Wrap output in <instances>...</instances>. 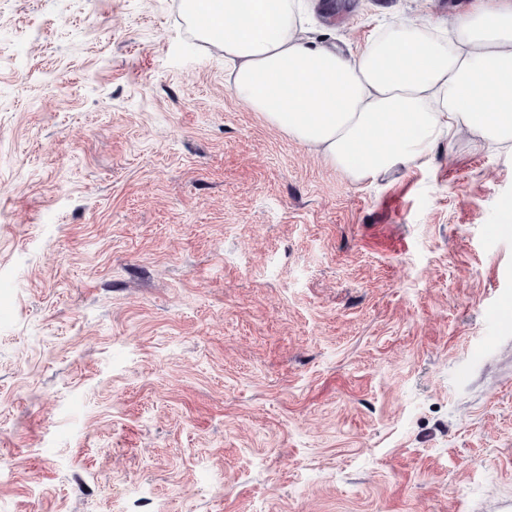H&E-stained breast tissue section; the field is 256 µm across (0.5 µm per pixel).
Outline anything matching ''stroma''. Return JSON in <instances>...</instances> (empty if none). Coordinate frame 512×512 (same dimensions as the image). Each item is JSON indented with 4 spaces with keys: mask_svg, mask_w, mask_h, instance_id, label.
<instances>
[{
    "mask_svg": "<svg viewBox=\"0 0 512 512\" xmlns=\"http://www.w3.org/2000/svg\"><path fill=\"white\" fill-rule=\"evenodd\" d=\"M228 71L180 0H0V512H495L512 153L360 185Z\"/></svg>",
    "mask_w": 512,
    "mask_h": 512,
    "instance_id": "1",
    "label": "stroma"
}]
</instances>
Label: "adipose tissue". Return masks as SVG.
Masks as SVG:
<instances>
[{
    "mask_svg": "<svg viewBox=\"0 0 512 512\" xmlns=\"http://www.w3.org/2000/svg\"><path fill=\"white\" fill-rule=\"evenodd\" d=\"M301 0H181L232 64L251 111L353 182L429 161L468 134L512 151V0H472L447 25L396 18L350 57L304 35Z\"/></svg>",
    "mask_w": 512,
    "mask_h": 512,
    "instance_id": "ef3b65f1",
    "label": "adipose tissue"
}]
</instances>
